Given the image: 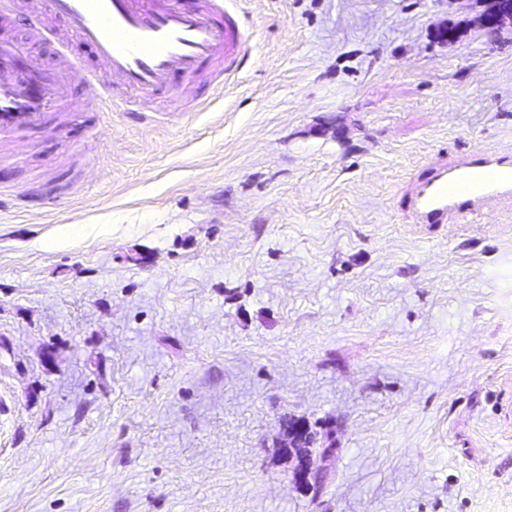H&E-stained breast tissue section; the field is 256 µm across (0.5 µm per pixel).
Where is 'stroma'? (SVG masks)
I'll return each mask as SVG.
<instances>
[{
	"instance_id": "1",
	"label": "stroma",
	"mask_w": 512,
	"mask_h": 512,
	"mask_svg": "<svg viewBox=\"0 0 512 512\" xmlns=\"http://www.w3.org/2000/svg\"><path fill=\"white\" fill-rule=\"evenodd\" d=\"M237 6L249 60L197 111L92 130L77 83L0 142V512H512V202L405 204L436 155L512 151V30ZM11 33L100 72L55 19ZM308 431L304 423L295 422V424L288 427L287 438L281 445L282 448H286L289 456H296L298 459V464L293 471V478L296 483L307 490L310 489L308 486L309 478L311 474H316V472H314L310 466L309 455L306 453L304 457L298 456L296 454V448H300V444Z\"/></svg>"
}]
</instances>
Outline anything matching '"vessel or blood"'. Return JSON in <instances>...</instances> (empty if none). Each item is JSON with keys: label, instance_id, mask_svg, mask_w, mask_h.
<instances>
[{"label": "vessel or blood", "instance_id": "b4317fda", "mask_svg": "<svg viewBox=\"0 0 512 512\" xmlns=\"http://www.w3.org/2000/svg\"><path fill=\"white\" fill-rule=\"evenodd\" d=\"M20 2L28 14L60 19L94 48L101 76L85 92L95 113L128 112L154 96L190 105L193 80L223 82L248 59L243 22L224 0H0V19L9 20ZM73 70L70 63L45 69L27 44L0 33V141L45 128ZM173 73L189 86L169 87ZM510 196L512 153L487 149L454 164L429 160L406 200L416 223L437 226Z\"/></svg>", "mask_w": 512, "mask_h": 512}]
</instances>
